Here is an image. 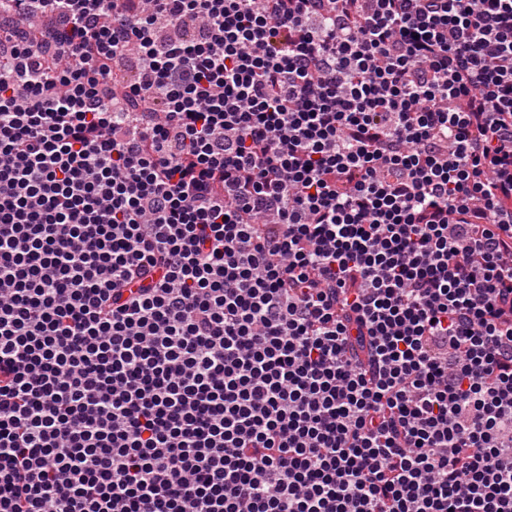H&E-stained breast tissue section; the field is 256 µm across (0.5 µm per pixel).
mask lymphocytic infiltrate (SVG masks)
<instances>
[{
    "mask_svg": "<svg viewBox=\"0 0 512 512\" xmlns=\"http://www.w3.org/2000/svg\"><path fill=\"white\" fill-rule=\"evenodd\" d=\"M5 2L0 512H512V0Z\"/></svg>",
    "mask_w": 512,
    "mask_h": 512,
    "instance_id": "obj_1",
    "label": "lymphocytic infiltrate"
}]
</instances>
